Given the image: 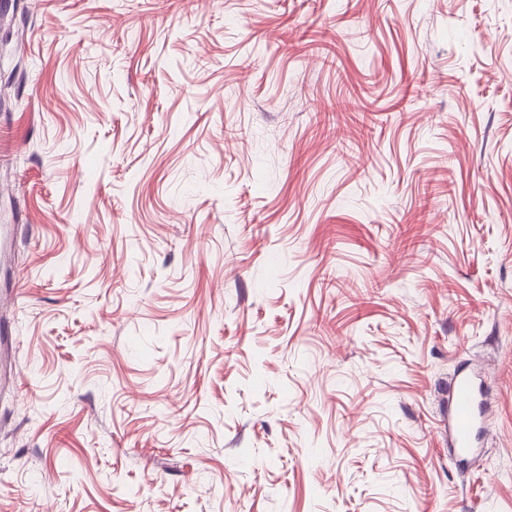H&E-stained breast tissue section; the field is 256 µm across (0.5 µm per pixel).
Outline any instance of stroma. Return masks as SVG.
I'll return each instance as SVG.
<instances>
[{"instance_id":"stroma-1","label":"stroma","mask_w":512,"mask_h":512,"mask_svg":"<svg viewBox=\"0 0 512 512\" xmlns=\"http://www.w3.org/2000/svg\"><path fill=\"white\" fill-rule=\"evenodd\" d=\"M0 512H512V0H6ZM482 395L468 378L454 386L452 404L448 414V431L452 442L462 451L471 449L472 434L481 414Z\"/></svg>"}]
</instances>
